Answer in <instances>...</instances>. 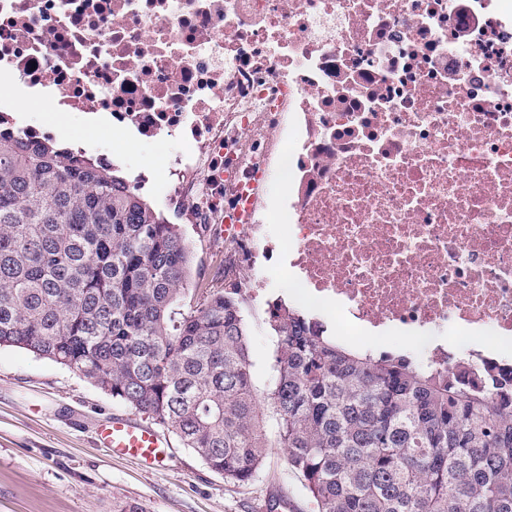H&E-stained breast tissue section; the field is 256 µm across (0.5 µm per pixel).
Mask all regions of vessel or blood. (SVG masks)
<instances>
[{
	"mask_svg": "<svg viewBox=\"0 0 512 512\" xmlns=\"http://www.w3.org/2000/svg\"><path fill=\"white\" fill-rule=\"evenodd\" d=\"M97 437L102 447L127 456L143 467L152 468L162 461L167 441L159 430L131 418L115 417L101 424Z\"/></svg>",
	"mask_w": 512,
	"mask_h": 512,
	"instance_id": "vessel-or-blood-1",
	"label": "vessel or blood"
}]
</instances>
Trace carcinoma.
<instances>
[{
    "instance_id": "cac0c4a2",
    "label": "carcinoma",
    "mask_w": 512,
    "mask_h": 512,
    "mask_svg": "<svg viewBox=\"0 0 512 512\" xmlns=\"http://www.w3.org/2000/svg\"><path fill=\"white\" fill-rule=\"evenodd\" d=\"M192 262L116 170L0 121V346L79 373L232 481L287 449L316 512H512V367L482 385L278 304L261 397L240 284L193 288Z\"/></svg>"
}]
</instances>
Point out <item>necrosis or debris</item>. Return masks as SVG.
I'll return each instance as SVG.
<instances>
[{
  "mask_svg": "<svg viewBox=\"0 0 512 512\" xmlns=\"http://www.w3.org/2000/svg\"><path fill=\"white\" fill-rule=\"evenodd\" d=\"M188 142L165 205L224 239L255 302L407 333L420 365L512 362V0H0V112ZM287 190L286 237L267 226ZM17 109L24 115L36 120L52 119L58 112L54 102L48 98H26L21 100Z\"/></svg>",
  "mask_w": 512,
  "mask_h": 512,
  "instance_id": "4bbe7bcc",
  "label": "necrosis or debris"
}]
</instances>
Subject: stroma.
Segmentation results:
<instances>
[{
  "mask_svg": "<svg viewBox=\"0 0 512 512\" xmlns=\"http://www.w3.org/2000/svg\"><path fill=\"white\" fill-rule=\"evenodd\" d=\"M133 178L143 168L161 169L178 143H130L105 133ZM192 242L193 279L200 286L224 281V244L203 237L195 224L181 227ZM254 384L266 392L276 338L264 314L248 307ZM131 410L85 378L55 362L15 347H0V512H113V502L145 512H272L287 496L297 512L316 506L301 478L288 468L285 449H270L256 479L238 484L211 471L175 432H168L164 465L147 469L112 454L97 440L99 425Z\"/></svg>",
  "mask_w": 512,
  "mask_h": 512,
  "instance_id": "obj_1",
  "label": "stroma"
}]
</instances>
